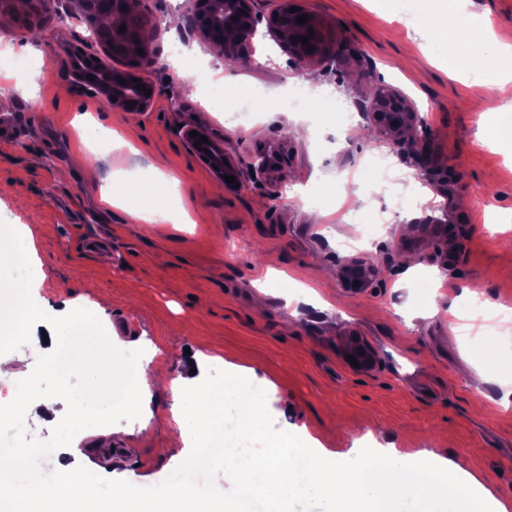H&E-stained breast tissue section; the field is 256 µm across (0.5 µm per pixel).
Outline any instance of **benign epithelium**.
Wrapping results in <instances>:
<instances>
[{
    "label": "benign epithelium",
    "instance_id": "obj_1",
    "mask_svg": "<svg viewBox=\"0 0 512 512\" xmlns=\"http://www.w3.org/2000/svg\"><path fill=\"white\" fill-rule=\"evenodd\" d=\"M99 0H65L68 14L81 16L86 19L90 39L94 41L102 52L114 61L126 59H139L144 64L152 63L149 44L152 43L157 30H143L138 19L149 12L148 0H114V3L124 6L117 13L121 17V24H103L98 10ZM192 7L186 8L189 25L200 30L205 39H210L211 25L214 14L223 17L224 39H222L225 56L238 61L247 57L251 52V38L257 24L263 15L255 11L254 0H191ZM60 5L58 0H28V9L22 19V26L26 30L41 29L44 15L56 10ZM297 6V0H278L275 13L267 18L268 29L280 34L286 32L288 38V51L294 57L304 56V46L296 41L294 22L297 17L307 14L300 8L294 12L290 8ZM125 26L124 32H119L120 26ZM78 82L84 90L98 99L128 112L146 111L154 95L137 90V83L128 80L122 81L120 71L102 67L97 70L94 79H88L80 69H75ZM368 116L382 136L396 133L400 130L413 132L415 113L408 99L398 93L386 92L381 98H373L367 106ZM198 136L191 137V132ZM203 132L198 127L186 125L183 127V137L189 145L199 144L201 154L207 155L210 165L218 177L232 175L239 177L233 158L224 151L220 143L208 139L201 140ZM290 153L285 144L280 143L263 150L256 157L253 168L260 174H271L288 166ZM343 280L348 284L359 282V286L366 285L377 273V269L358 259H349L341 266ZM346 354L355 358L362 369L373 366L376 360L374 350L358 336L349 339Z\"/></svg>",
    "mask_w": 512,
    "mask_h": 512
}]
</instances>
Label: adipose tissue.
<instances>
[{"label":"adipose tissue","instance_id":"adipose-tissue-1","mask_svg":"<svg viewBox=\"0 0 512 512\" xmlns=\"http://www.w3.org/2000/svg\"><path fill=\"white\" fill-rule=\"evenodd\" d=\"M473 40L470 67L487 90L483 111H511L512 104L504 102L499 92L512 79V46L493 45L483 29L475 31ZM137 194L151 204L142 219L158 215L172 224L186 223L179 178L160 174L138 188ZM30 293L28 284L21 283L0 294L1 345H9L17 336L32 337ZM46 330V368L62 377L74 368L76 353L108 346L104 337L72 317L63 325L47 324ZM1 384L15 391L13 399L0 401L1 417L19 406L54 413L53 404H38L22 374L3 363ZM165 386L161 370L144 362L136 367L131 385L92 381L65 393L62 401L78 418L89 405L111 402L113 393L120 391L128 407L141 408L153 390ZM231 402L243 412L242 429L263 443V453L235 447L224 425V407ZM257 407V400L235 378L196 393L194 414L203 431L204 450L185 463L172 483L156 490V512H288L293 500L319 496L327 499L328 512H507L479 480L458 476L447 462L433 463L425 460L423 452L395 449L387 460L373 458L352 467L345 456L314 447L312 442L268 433ZM214 468L222 470L223 485L216 500L205 502L194 489ZM95 501L102 512H145L138 485L125 486L103 501L98 486L84 472L65 468L59 481L50 482L21 461L19 449L0 446V512H83L85 505Z\"/></svg>","mask_w":512,"mask_h":512}]
</instances>
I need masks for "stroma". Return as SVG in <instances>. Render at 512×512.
<instances>
[{
	"label": "stroma",
	"mask_w": 512,
	"mask_h": 512,
	"mask_svg": "<svg viewBox=\"0 0 512 512\" xmlns=\"http://www.w3.org/2000/svg\"><path fill=\"white\" fill-rule=\"evenodd\" d=\"M421 0H301L320 24L325 51L299 65L266 24H258L253 54L226 64L187 25L185 0H153L159 35L152 66L125 64L156 88L147 111L129 115L89 97L74 81V62H104L77 16L47 15L39 37L18 21L0 48V71L12 74V105L0 111V225L31 232L35 253L27 279L32 306L49 319L70 306L93 320L112 345L113 363L155 346L154 366L169 380L187 377V351L221 352L208 379L223 381L242 368L269 431L310 433L349 460L387 448H419L459 465L512 506V320L464 329L449 316L486 304L512 310V152L483 143L495 119L459 102L483 92L475 78L451 79L457 45L439 51L424 32L430 18ZM471 24L489 23L495 40L512 45V0H466ZM180 44L186 59L210 61L243 88L267 91L255 101V123H226L205 111L188 83L208 86L210 72L182 73L168 58ZM299 77L312 93L352 110L348 123L331 112L309 115L276 103L274 92ZM396 90L414 105L416 136H377L365 105L372 88ZM40 109H32V99ZM93 118L127 132L132 149L88 148L75 118ZM193 124L221 140L240 178L231 186L185 142ZM288 140L289 175L278 195L252 177L255 156ZM393 157L413 174L414 190L388 194L373 186L368 158ZM161 167L184 182L192 223H147L100 204L112 172ZM337 207L334 223L320 213ZM448 229L434 233L432 221ZM111 237L112 253L81 247L80 236ZM362 235L360 260L380 270L361 289L347 285L339 266L348 258L336 239ZM297 271L303 287L270 278ZM374 349L367 371L343 354L350 333ZM50 401L88 382L75 368L66 379L45 369L30 341L0 354ZM172 399L153 396L147 413L106 409L76 423L65 406L56 415L26 417L17 441L33 459L29 434L53 449V462L83 471L102 494L134 482L154 492L170 483L197 446L183 456H159L175 424Z\"/></svg>",
	"instance_id": "obj_1"
}]
</instances>
